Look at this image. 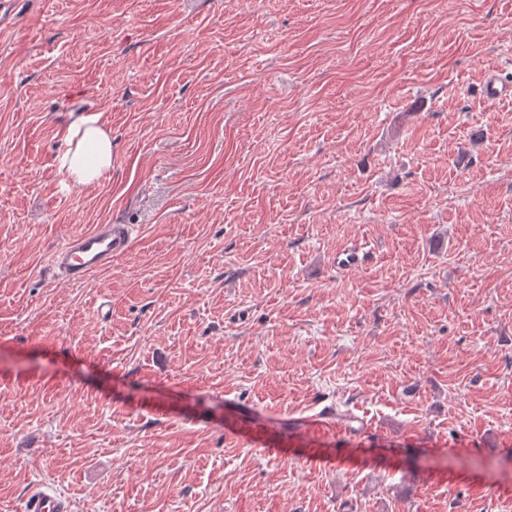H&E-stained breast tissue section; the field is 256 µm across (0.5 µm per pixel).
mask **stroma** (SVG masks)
<instances>
[{
  "mask_svg": "<svg viewBox=\"0 0 512 512\" xmlns=\"http://www.w3.org/2000/svg\"><path fill=\"white\" fill-rule=\"evenodd\" d=\"M494 70L512 0H0V512H512ZM99 224L129 252L53 275ZM68 148L55 157L68 184L90 186L112 169V138L101 112H82L69 125ZM134 231L131 224H99L57 247L51 252L49 263L65 280L82 282L91 273L110 268L112 261L126 254ZM24 512H70L69 500L53 485L43 483L26 496Z\"/></svg>",
  "mask_w": 512,
  "mask_h": 512,
  "instance_id": "35a3bbf8",
  "label": "stroma"
}]
</instances>
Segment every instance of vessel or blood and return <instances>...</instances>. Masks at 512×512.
<instances>
[{
  "label": "vessel or blood",
  "instance_id": "obj_1",
  "mask_svg": "<svg viewBox=\"0 0 512 512\" xmlns=\"http://www.w3.org/2000/svg\"><path fill=\"white\" fill-rule=\"evenodd\" d=\"M130 224H100L76 235L49 256L51 267L72 283L84 281L91 273L111 267L126 254L133 242ZM69 500L52 484L43 483L26 496L23 512H70Z\"/></svg>",
  "mask_w": 512,
  "mask_h": 512
}]
</instances>
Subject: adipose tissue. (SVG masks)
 I'll return each mask as SVG.
<instances>
[{"instance_id": "obj_1", "label": "adipose tissue", "mask_w": 512, "mask_h": 512, "mask_svg": "<svg viewBox=\"0 0 512 512\" xmlns=\"http://www.w3.org/2000/svg\"><path fill=\"white\" fill-rule=\"evenodd\" d=\"M67 149L56 166L68 184L90 186L112 168V138L101 113H80L69 125Z\"/></svg>"}]
</instances>
